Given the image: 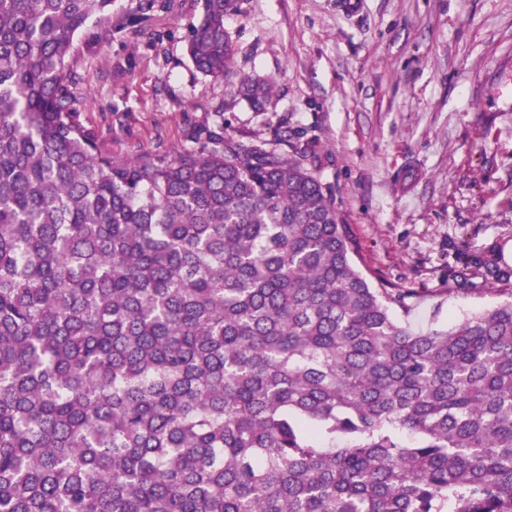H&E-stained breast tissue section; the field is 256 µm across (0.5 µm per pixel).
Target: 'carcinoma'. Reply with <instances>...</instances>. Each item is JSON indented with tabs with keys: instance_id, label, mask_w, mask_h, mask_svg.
Instances as JSON below:
<instances>
[{
	"instance_id": "1",
	"label": "carcinoma",
	"mask_w": 512,
	"mask_h": 512,
	"mask_svg": "<svg viewBox=\"0 0 512 512\" xmlns=\"http://www.w3.org/2000/svg\"><path fill=\"white\" fill-rule=\"evenodd\" d=\"M111 6L0 0V512H512V265L460 259L506 300L415 332L302 133L113 150L68 64ZM235 9L204 0V76Z\"/></svg>"
}]
</instances>
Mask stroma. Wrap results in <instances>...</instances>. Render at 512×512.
I'll return each mask as SVG.
<instances>
[{
	"label": "stroma",
	"instance_id": "35a3bbf8",
	"mask_svg": "<svg viewBox=\"0 0 512 512\" xmlns=\"http://www.w3.org/2000/svg\"><path fill=\"white\" fill-rule=\"evenodd\" d=\"M236 4L235 71L273 81L264 108L193 66L203 0H112L74 41L79 122L131 156L188 147L219 120L279 152L304 133L359 271L417 292L396 321L424 332L496 306L491 289L447 286L456 257L496 247L512 263V0Z\"/></svg>",
	"mask_w": 512,
	"mask_h": 512
}]
</instances>
